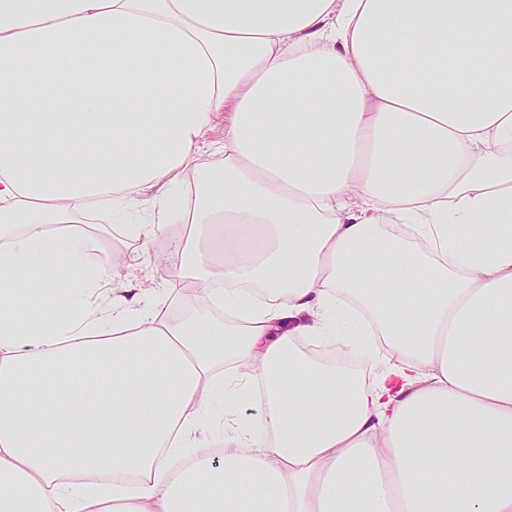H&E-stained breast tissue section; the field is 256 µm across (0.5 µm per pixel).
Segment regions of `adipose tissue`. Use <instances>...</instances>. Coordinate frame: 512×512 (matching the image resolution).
Returning <instances> with one entry per match:
<instances>
[{"label": "adipose tissue", "mask_w": 512, "mask_h": 512, "mask_svg": "<svg viewBox=\"0 0 512 512\" xmlns=\"http://www.w3.org/2000/svg\"><path fill=\"white\" fill-rule=\"evenodd\" d=\"M0 512H512V0H0ZM224 142V125H216L206 134L200 151L197 154L196 162L190 164L181 175V187L186 189L196 184L201 176L202 169L218 162L221 159L220 154L215 153V149ZM92 216L99 220L93 221V224H99L110 236V239L114 235V259L117 271L123 276H127L129 280L138 286L143 284L144 287L152 286L154 284L152 277V262L155 260V255L163 251L167 244L163 240H158L153 244L148 253H142L139 261L135 264L131 263L130 253L133 245L128 246L116 228L113 229V223L109 214L105 211H97ZM112 225V226H110ZM113 240V238H112ZM157 286L156 284H154ZM173 310L180 315L191 314L197 317L220 319L211 309L210 303L205 296L188 299L180 295L171 301L170 311L173 312Z\"/></svg>", "instance_id": "adipose-tissue-1"}]
</instances>
